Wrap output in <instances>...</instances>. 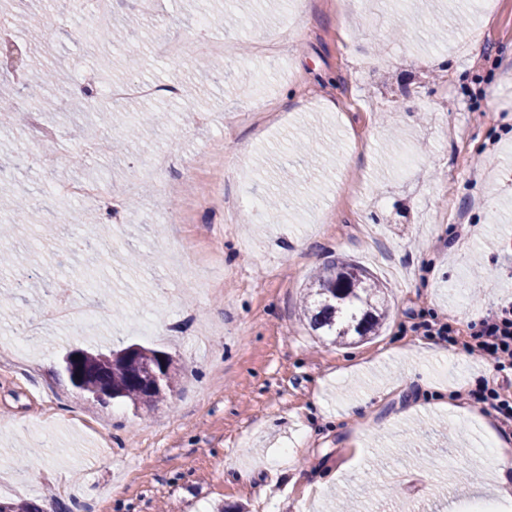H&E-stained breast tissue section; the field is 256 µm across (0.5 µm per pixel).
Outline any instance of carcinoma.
Listing matches in <instances>:
<instances>
[{
	"label": "carcinoma",
	"mask_w": 512,
	"mask_h": 512,
	"mask_svg": "<svg viewBox=\"0 0 512 512\" xmlns=\"http://www.w3.org/2000/svg\"><path fill=\"white\" fill-rule=\"evenodd\" d=\"M37 77L16 83L26 96L53 109L56 102L44 98L48 86H57L64 76L56 68L31 66ZM86 111L95 112L102 125L107 126L124 105L110 101L103 105L92 93H85ZM387 314V304L381 288L360 266L344 259L330 262L313 277L306 294L304 315L310 325L334 341L343 343L352 336L363 337L376 331ZM78 369L62 366L72 387L88 395V399L106 405L113 399H126L132 405L152 407L168 400L177 386V367L174 360L157 350L137 344L119 351L103 353L82 349Z\"/></svg>",
	"instance_id": "cac0c4a2"
}]
</instances>
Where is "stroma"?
<instances>
[{
	"mask_svg": "<svg viewBox=\"0 0 512 512\" xmlns=\"http://www.w3.org/2000/svg\"><path fill=\"white\" fill-rule=\"evenodd\" d=\"M19 11L37 24L17 38L41 41L71 102L124 81L198 92L131 101L130 118L158 122L121 155L86 156L71 129L93 137V114L0 88V173L34 204L33 223L0 236L13 261L0 291L19 272L16 310L65 283L110 313L41 326L22 366L8 360L21 325L0 315V497L44 512H467L471 459L501 434L466 394L492 369L459 342L428 352L411 325L433 312L460 341L512 299V0H312L294 17L286 0H109L103 18L61 26L50 0H0L1 23ZM126 17L140 23L127 40H88ZM174 38L185 53L171 60L158 47ZM204 39L228 48L220 80L196 68ZM19 108L51 131L42 147ZM219 139L223 159L189 175L183 159ZM161 150L176 158L164 192L140 179ZM72 156L76 179L136 198L91 248L85 205L49 178ZM197 179L207 201L171 222ZM337 256L382 282L378 335L336 343L302 320L305 284ZM133 343L174 359L171 402L96 406L61 372L69 349Z\"/></svg>",
	"mask_w": 512,
	"mask_h": 512,
	"instance_id": "35a3bbf8",
	"label": "stroma"
}]
</instances>
